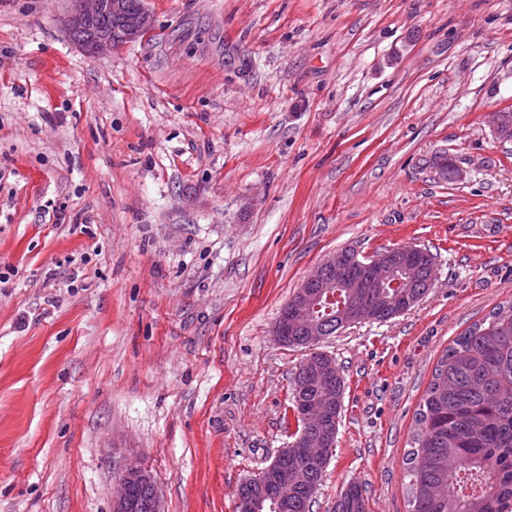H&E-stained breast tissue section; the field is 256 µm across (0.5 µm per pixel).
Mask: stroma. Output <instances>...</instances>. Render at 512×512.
<instances>
[{
    "label": "stroma",
    "mask_w": 512,
    "mask_h": 512,
    "mask_svg": "<svg viewBox=\"0 0 512 512\" xmlns=\"http://www.w3.org/2000/svg\"><path fill=\"white\" fill-rule=\"evenodd\" d=\"M144 6L90 55L67 0H0V512H112L134 459L161 512H238L298 429L282 307L336 251L415 245L419 306L317 346L345 391L312 507L408 512L434 368L512 303V0ZM367 499L358 489L343 490L336 498L333 512H367Z\"/></svg>",
    "instance_id": "stroma-1"
}]
</instances>
